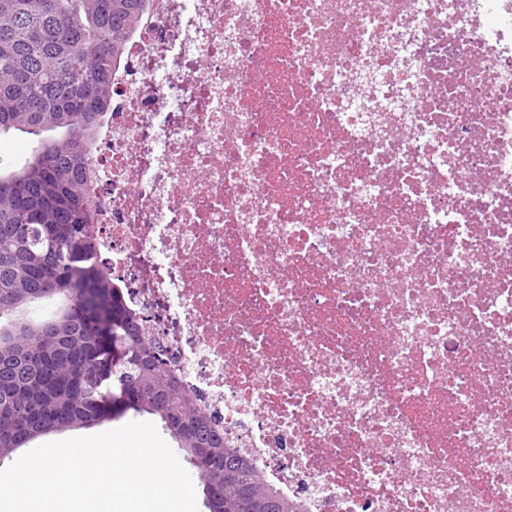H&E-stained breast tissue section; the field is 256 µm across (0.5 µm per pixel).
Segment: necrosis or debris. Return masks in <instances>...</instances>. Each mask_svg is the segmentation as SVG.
Here are the masks:
<instances>
[{
  "label": "necrosis or debris",
  "instance_id": "4bbe7bcc",
  "mask_svg": "<svg viewBox=\"0 0 512 512\" xmlns=\"http://www.w3.org/2000/svg\"><path fill=\"white\" fill-rule=\"evenodd\" d=\"M125 306L303 512H512V0H149L89 156Z\"/></svg>",
  "mask_w": 512,
  "mask_h": 512
}]
</instances>
